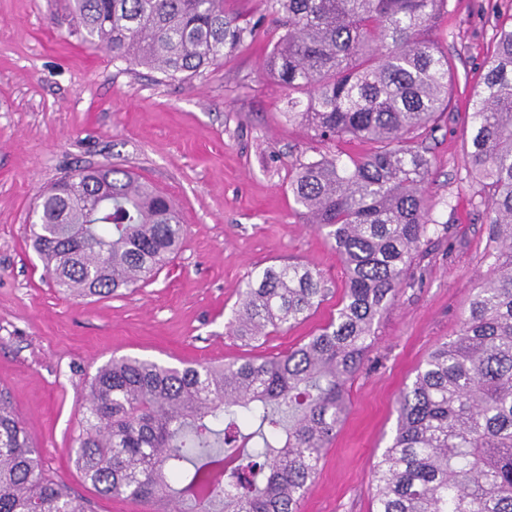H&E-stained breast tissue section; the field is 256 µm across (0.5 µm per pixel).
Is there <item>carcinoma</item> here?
<instances>
[{"label":"carcinoma","instance_id":"obj_1","mask_svg":"<svg viewBox=\"0 0 512 512\" xmlns=\"http://www.w3.org/2000/svg\"><path fill=\"white\" fill-rule=\"evenodd\" d=\"M283 34L264 59L288 91V118L369 154L300 161L301 215L345 271L336 316L275 356L224 365L112 359L87 382L73 463L102 495L146 512H300L336 439L348 382L374 325L428 240L431 175L416 138L448 110L453 63L430 38L448 0H266ZM75 30L112 57L187 80L260 39L224 0H72ZM472 103L467 153L486 181L500 243L456 336L437 344L399 398L396 434L373 471L375 512H512V25L496 28ZM32 245L56 287L112 295L155 280L186 227L173 202L104 165L65 174L37 205ZM321 275L269 266L241 291L230 333L258 341L305 320ZM0 512H89L41 456L0 394Z\"/></svg>","mask_w":512,"mask_h":512}]
</instances>
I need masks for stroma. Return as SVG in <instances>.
Instances as JSON below:
<instances>
[{"label": "stroma", "instance_id": "stroma-1", "mask_svg": "<svg viewBox=\"0 0 512 512\" xmlns=\"http://www.w3.org/2000/svg\"><path fill=\"white\" fill-rule=\"evenodd\" d=\"M239 24L262 21L264 41L180 81L89 48L70 26L69 0H0V390L8 391L50 474L92 512H143L99 495L75 468L86 381L112 358L178 367L288 350L335 315L344 270L288 189L297 160L365 155L368 142L321 141L285 115L288 92L264 69L281 31L265 0H225ZM512 0H449L432 36L456 62L447 112L426 139L428 205L436 224L411 283L376 325L348 383L345 420L301 512H374L376 463L392 443L397 401L433 347L454 337L498 244L483 181L471 170L472 96ZM110 165L167 194L187 227L180 252L151 283L108 297L56 288L32 247L41 192L64 174ZM298 262L330 293L307 320L248 342L226 323L248 280Z\"/></svg>", "mask_w": 512, "mask_h": 512}]
</instances>
